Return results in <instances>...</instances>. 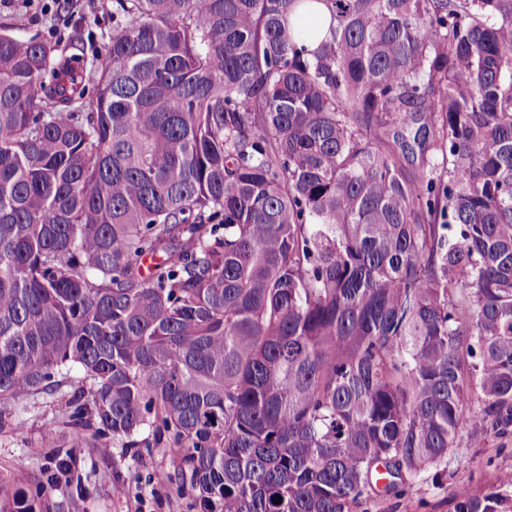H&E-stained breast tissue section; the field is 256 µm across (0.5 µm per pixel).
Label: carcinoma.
<instances>
[{
    "label": "carcinoma",
    "instance_id": "carcinoma-1",
    "mask_svg": "<svg viewBox=\"0 0 512 512\" xmlns=\"http://www.w3.org/2000/svg\"><path fill=\"white\" fill-rule=\"evenodd\" d=\"M73 366L66 443L170 449L200 512H359L511 439L512 0H112L91 74L0 27V426Z\"/></svg>",
    "mask_w": 512,
    "mask_h": 512
}]
</instances>
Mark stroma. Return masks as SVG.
I'll use <instances>...</instances> for the list:
<instances>
[{"label":"stroma","instance_id":"1","mask_svg":"<svg viewBox=\"0 0 512 512\" xmlns=\"http://www.w3.org/2000/svg\"><path fill=\"white\" fill-rule=\"evenodd\" d=\"M11 24L17 36L38 38L64 54H75L80 65L93 70L105 58L111 16L100 15L95 0H74L72 11L53 0L43 11L40 0L0 8V24ZM71 384L51 396L22 403L11 424L0 428V467L20 468L31 486L43 490L49 512H199L192 496L174 486L159 485L154 474L167 467L164 448H125L109 444L108 456L94 448H65L66 402L83 381L79 368L70 371ZM439 477L420 479L408 499L389 497L367 506V512H452L450 500L460 484L482 488L490 473L512 474V438H489L482 446L461 443L440 464Z\"/></svg>","mask_w":512,"mask_h":512}]
</instances>
